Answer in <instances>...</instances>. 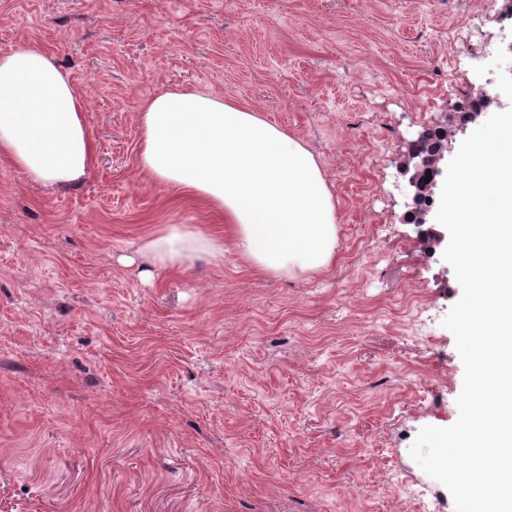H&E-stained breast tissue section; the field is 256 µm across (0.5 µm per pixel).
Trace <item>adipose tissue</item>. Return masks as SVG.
Listing matches in <instances>:
<instances>
[{
    "mask_svg": "<svg viewBox=\"0 0 512 512\" xmlns=\"http://www.w3.org/2000/svg\"><path fill=\"white\" fill-rule=\"evenodd\" d=\"M87 104L56 59L34 47L0 54V158L38 185L74 183L91 170ZM138 168L155 184L201 197L230 224L240 257L276 277L319 273L336 249V206L303 142L235 101L189 87L143 103ZM163 268L219 263L224 242L163 224L143 245Z\"/></svg>",
    "mask_w": 512,
    "mask_h": 512,
    "instance_id": "1",
    "label": "adipose tissue"
}]
</instances>
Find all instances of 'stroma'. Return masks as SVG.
<instances>
[{"label": "stroma", "mask_w": 512, "mask_h": 512, "mask_svg": "<svg viewBox=\"0 0 512 512\" xmlns=\"http://www.w3.org/2000/svg\"><path fill=\"white\" fill-rule=\"evenodd\" d=\"M482 0H0V53L55 55L88 105L89 174L0 159V512H456L411 458L458 418L441 324L461 288L424 253L391 153L450 114L436 70L512 107L448 39ZM262 113L315 155L336 259L273 277L204 204L138 173L141 104L172 85ZM224 262L155 266L158 225Z\"/></svg>", "instance_id": "stroma-1"}]
</instances>
